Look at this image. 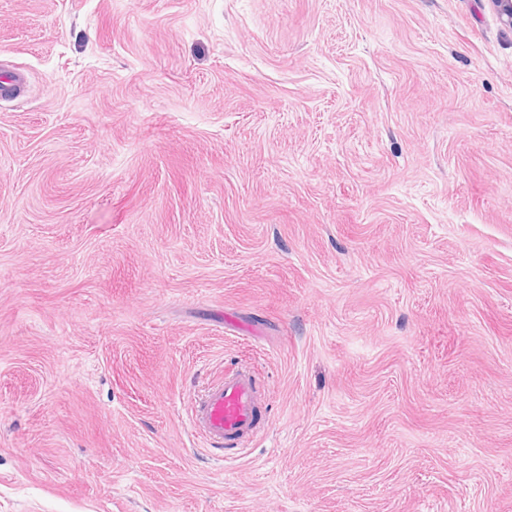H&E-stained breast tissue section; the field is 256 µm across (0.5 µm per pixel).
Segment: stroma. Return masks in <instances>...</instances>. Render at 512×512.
Wrapping results in <instances>:
<instances>
[{
	"instance_id": "1",
	"label": "stroma",
	"mask_w": 512,
	"mask_h": 512,
	"mask_svg": "<svg viewBox=\"0 0 512 512\" xmlns=\"http://www.w3.org/2000/svg\"><path fill=\"white\" fill-rule=\"evenodd\" d=\"M1 60L0 512H512L489 0H0ZM0 76V101L9 102L19 98L27 87L28 78L23 72L9 71ZM259 377L254 368L237 365L194 394L188 405L193 433L209 449L245 448L260 431L264 414Z\"/></svg>"
}]
</instances>
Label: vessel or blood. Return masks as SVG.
I'll use <instances>...</instances> for the list:
<instances>
[{"label":"vessel or blood","instance_id":"1","mask_svg":"<svg viewBox=\"0 0 512 512\" xmlns=\"http://www.w3.org/2000/svg\"><path fill=\"white\" fill-rule=\"evenodd\" d=\"M27 76L19 71L0 76V101L19 98L27 87ZM261 387L254 368L237 365L225 368L219 379L194 394L188 405V419L193 433L207 448H245L260 431Z\"/></svg>","mask_w":512,"mask_h":512}]
</instances>
